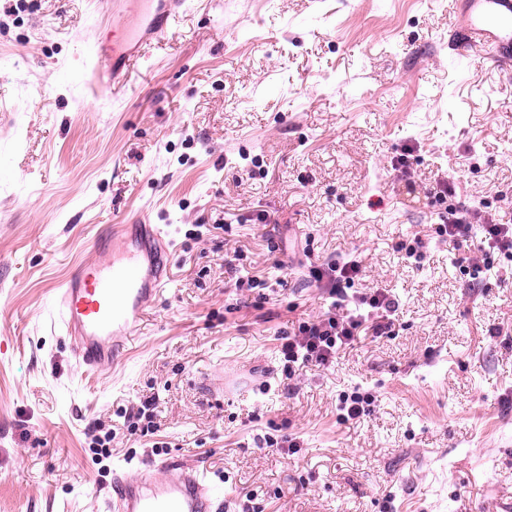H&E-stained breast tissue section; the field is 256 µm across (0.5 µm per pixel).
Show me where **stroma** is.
Listing matches in <instances>:
<instances>
[{"label": "stroma", "instance_id": "35a3bbf8", "mask_svg": "<svg viewBox=\"0 0 512 512\" xmlns=\"http://www.w3.org/2000/svg\"><path fill=\"white\" fill-rule=\"evenodd\" d=\"M107 9L0 0V512H105L115 465L149 453L222 479L223 512H504L512 257L473 280L433 189L512 216V77L457 38L453 0H192L117 99L78 73ZM145 209L175 240L168 289L84 377L48 290ZM351 257L356 293L398 300L394 335L286 377L281 337L326 307L310 265ZM240 276L285 286L262 303ZM237 370L251 386L224 395ZM356 389L370 412L340 423ZM151 397L154 432L130 433Z\"/></svg>", "mask_w": 512, "mask_h": 512}]
</instances>
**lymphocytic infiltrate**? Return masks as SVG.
<instances>
[{
  "label": "lymphocytic infiltrate",
  "instance_id": "f902f5d3",
  "mask_svg": "<svg viewBox=\"0 0 512 512\" xmlns=\"http://www.w3.org/2000/svg\"><path fill=\"white\" fill-rule=\"evenodd\" d=\"M361 274L362 265L356 259L312 267L310 277L316 288L328 296L330 304L315 319L299 322L282 344L280 353L288 373L310 364L331 367L338 352L354 345L361 337L392 335L399 302L387 289L376 288L361 297L366 312L345 309L348 291Z\"/></svg>",
  "mask_w": 512,
  "mask_h": 512
}]
</instances>
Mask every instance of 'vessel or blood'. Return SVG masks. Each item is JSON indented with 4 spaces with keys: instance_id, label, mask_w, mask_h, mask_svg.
Segmentation results:
<instances>
[{
    "instance_id": "vessel-or-blood-1",
    "label": "vessel or blood",
    "mask_w": 512,
    "mask_h": 512,
    "mask_svg": "<svg viewBox=\"0 0 512 512\" xmlns=\"http://www.w3.org/2000/svg\"><path fill=\"white\" fill-rule=\"evenodd\" d=\"M185 0H112L129 23L112 32L111 48L84 41L89 89L121 92L143 65L148 48L177 22ZM458 28L467 42L512 65V0H457ZM174 240L166 225L142 212L133 224L97 237L53 295L60 325L83 372L117 361L141 333L149 307L166 290ZM108 512H222L220 485L207 470L177 458L149 460L134 476L114 474Z\"/></svg>"
}]
</instances>
